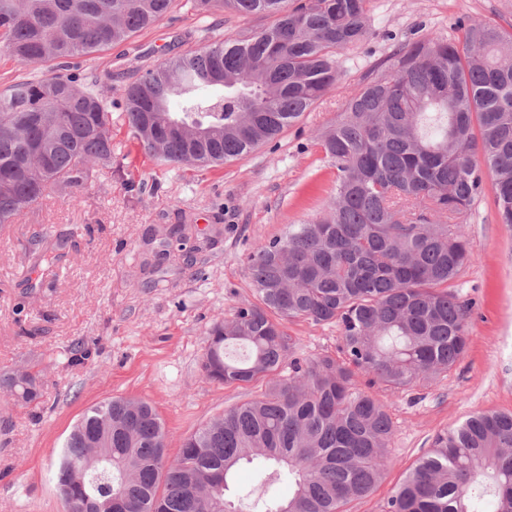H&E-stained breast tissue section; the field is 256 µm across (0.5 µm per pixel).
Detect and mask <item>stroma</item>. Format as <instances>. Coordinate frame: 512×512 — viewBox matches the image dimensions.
<instances>
[{"mask_svg": "<svg viewBox=\"0 0 512 512\" xmlns=\"http://www.w3.org/2000/svg\"><path fill=\"white\" fill-rule=\"evenodd\" d=\"M512 29V0H369L365 38L339 57L340 75L314 108L276 143L218 167L168 169L144 158L113 110L111 168L95 169L80 203L52 194L25 223L0 227V375L39 372L40 397L24 404L0 392V512H63L52 470L73 425L114 397L149 401L166 429L169 457L183 441L258 393L226 387L201 370L205 332L254 302L245 258L259 241L315 217L336 171L318 135L336 121L351 92L395 49L458 20ZM266 17L172 13L112 49L72 59L113 102L126 85L180 45L198 47L211 31L247 33ZM461 218L473 255L453 283L472 302L469 343L447 376L410 392L373 388L388 408L391 465L374 492L350 512H383L405 471L434 436L479 411L512 412V226L499 220L491 184ZM187 223L185 242L159 257L155 229ZM63 240L53 272L31 268L29 242ZM35 283L26 291L25 282ZM304 357L336 354L333 325L290 322ZM89 348L83 364L76 346Z\"/></svg>", "mask_w": 512, "mask_h": 512, "instance_id": "stroma-1", "label": "stroma"}]
</instances>
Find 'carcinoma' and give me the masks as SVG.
<instances>
[{
	"instance_id": "1",
	"label": "carcinoma",
	"mask_w": 512,
	"mask_h": 512,
	"mask_svg": "<svg viewBox=\"0 0 512 512\" xmlns=\"http://www.w3.org/2000/svg\"><path fill=\"white\" fill-rule=\"evenodd\" d=\"M176 0H0V49L22 76L0 92V226L19 224L53 190L78 198L112 168V100L98 78L60 72L170 14ZM367 0H185L200 14L273 19L241 36L174 52L124 90L121 119L165 167L221 165L278 138L338 77L339 54L366 32ZM396 50L318 136L336 169L321 216L288 225L247 257L256 302L207 331L211 381L262 382L166 453L163 424L141 399L87 411L62 446L56 483L130 512H347L391 463L385 405L368 378L408 391L464 353L471 308L451 291L470 260L455 224L483 192L512 225V31L460 23ZM35 240V268L61 259ZM334 324L339 356L301 358L284 323ZM30 403L37 377L0 376ZM242 465L256 484L231 489ZM288 488V496L281 488ZM512 512V413L476 412L437 434L385 512Z\"/></svg>"
}]
</instances>
